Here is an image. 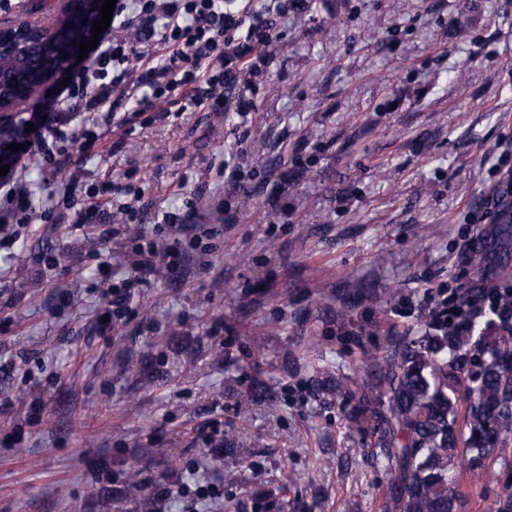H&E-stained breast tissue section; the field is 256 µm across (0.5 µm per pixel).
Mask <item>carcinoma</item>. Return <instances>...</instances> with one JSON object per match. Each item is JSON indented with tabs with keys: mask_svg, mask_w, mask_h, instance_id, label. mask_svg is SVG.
I'll return each instance as SVG.
<instances>
[{
	"mask_svg": "<svg viewBox=\"0 0 512 512\" xmlns=\"http://www.w3.org/2000/svg\"><path fill=\"white\" fill-rule=\"evenodd\" d=\"M490 317L448 315V303L428 310L417 330L393 333L372 375L353 391L328 373L316 391L344 399L348 418L369 425L376 460L391 472L390 512H459L458 458L473 476L512 477L496 432L512 422V288L483 295Z\"/></svg>",
	"mask_w": 512,
	"mask_h": 512,
	"instance_id": "cac0c4a2",
	"label": "carcinoma"
}]
</instances>
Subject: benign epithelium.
Returning a JSON list of instances; mask_svg holds the SVG:
<instances>
[{
  "label": "benign epithelium",
  "mask_w": 512,
  "mask_h": 512,
  "mask_svg": "<svg viewBox=\"0 0 512 512\" xmlns=\"http://www.w3.org/2000/svg\"><path fill=\"white\" fill-rule=\"evenodd\" d=\"M103 0H61L60 15L52 24L21 22L0 30V110L8 101L3 90L25 92L33 98L50 79L78 57L79 44L61 40L67 23L99 19Z\"/></svg>",
  "instance_id": "7a95c632"
}]
</instances>
